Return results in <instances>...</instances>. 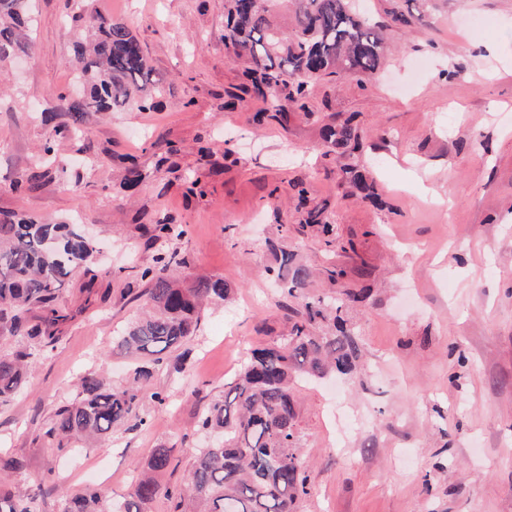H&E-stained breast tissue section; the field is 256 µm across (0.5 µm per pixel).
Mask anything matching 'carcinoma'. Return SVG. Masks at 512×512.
I'll list each match as a JSON object with an SVG mask.
<instances>
[{
    "mask_svg": "<svg viewBox=\"0 0 512 512\" xmlns=\"http://www.w3.org/2000/svg\"><path fill=\"white\" fill-rule=\"evenodd\" d=\"M291 22L288 39L280 20ZM31 0H0V60L16 59L33 51L35 29ZM224 46L245 65L251 88L244 92L266 104L264 115L283 122L288 106L306 109L310 80L336 81L345 77L361 82L379 69L383 59V27L363 14L357 0H224ZM76 81L81 90L60 96V106L44 113L55 134L80 140L90 112H110L134 105L153 106L147 85L155 83L154 69L131 27L97 12L83 18L72 36ZM324 144L341 158L360 148L362 131L348 118L321 129ZM351 194L374 205L379 197L366 173L343 165ZM45 173L35 165L10 184L13 192L31 191ZM305 223L319 227L328 246L341 245L334 225L312 209ZM154 242H168L185 234L178 224H153L147 229ZM99 240L87 237L78 224H56L16 213H0V334L22 336L48 347L56 326L65 319L55 308L64 280L93 262ZM268 274L282 291L295 296L315 276L294 253L279 249ZM176 251L163 247L141 278L146 306L143 316L122 331L118 347L148 358L134 383L114 388L97 374L79 379L78 398L57 408L46 435L63 448L82 441L104 440L131 418L140 415L139 382L165 363V353L185 346L199 329L205 303L224 300L228 285L222 279L200 278L186 286L175 269ZM33 307L46 312L31 324ZM325 317L324 308L311 302L287 333L264 348L255 349L225 386L224 399L212 403L200 419L204 430L219 433L217 443L197 450L185 485L162 490L157 474L172 464V449L153 451L128 498L110 512H146L160 494L171 502V512H294L299 496L307 493L306 467L296 452L300 438L299 414L293 388L295 375L321 377L329 370L345 374L352 368L357 344L346 331L342 307L332 318L334 336H316L312 323ZM30 353H0V405L24 387L30 373ZM34 498L0 495V512H34ZM94 491L68 500L65 512H104Z\"/></svg>",
    "mask_w": 512,
    "mask_h": 512,
    "instance_id": "carcinoma-1",
    "label": "carcinoma"
}]
</instances>
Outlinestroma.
<instances>
[{"instance_id": "35a3bbf8", "label": "stroma", "mask_w": 512, "mask_h": 512, "mask_svg": "<svg viewBox=\"0 0 512 512\" xmlns=\"http://www.w3.org/2000/svg\"><path fill=\"white\" fill-rule=\"evenodd\" d=\"M33 6V52L0 62V212L77 221L107 244L60 290L66 320L54 346L0 338V350L27 347L32 363L22 391L0 405V458L24 461L0 474V488L36 495L37 512H64L89 488L108 505L128 495L161 445L175 461L159 483L183 484L209 443L199 419L250 350L299 320L305 301L341 300L358 353L348 374L297 384L308 486L296 512H512V0H430L412 27L392 19L406 0H368L386 27L377 76L316 82L309 115L290 111L284 124L259 122L261 102L241 96L242 67L224 46V0ZM83 10L129 24L164 91L148 112L91 113L77 152L41 113L71 89L67 32ZM350 116L365 132L361 159L382 206L347 196L335 158L323 153L321 127ZM48 142L57 159L41 187L5 190ZM130 165L141 175L131 188ZM193 178L196 195L186 191ZM296 180L306 181L308 203L295 196ZM311 207L354 251L326 247L304 223ZM155 223L186 230L171 243L183 281L219 277L231 293L203 310L186 370L170 359L142 384L148 425L57 447L46 431L81 375L105 370L127 385L142 364L113 339L143 304L141 272L156 251L144 227ZM277 244L344 276L286 296L266 272ZM348 289L363 300H345ZM155 392L163 406L152 403Z\"/></svg>"}]
</instances>
